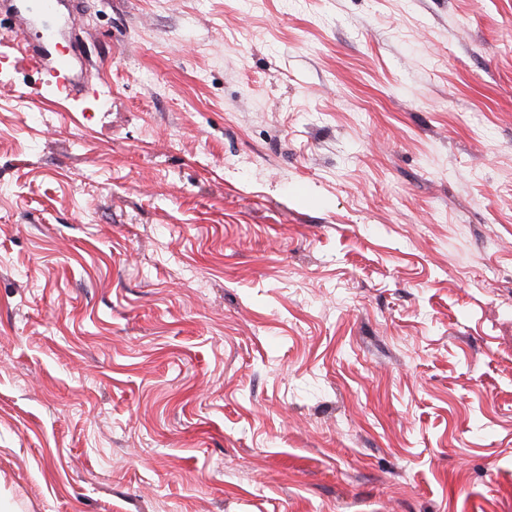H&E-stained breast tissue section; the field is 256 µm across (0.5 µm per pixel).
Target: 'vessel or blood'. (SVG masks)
Returning a JSON list of instances; mask_svg holds the SVG:
<instances>
[{"mask_svg": "<svg viewBox=\"0 0 512 512\" xmlns=\"http://www.w3.org/2000/svg\"><path fill=\"white\" fill-rule=\"evenodd\" d=\"M16 10L22 22L14 36L23 45L24 56L49 63L60 72L69 69L70 58L55 52L54 47L61 28H68L73 34L82 29V14L73 10L66 19H59V0H19Z\"/></svg>", "mask_w": 512, "mask_h": 512, "instance_id": "obj_1", "label": "vessel or blood"}]
</instances>
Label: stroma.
I'll return each instance as SVG.
<instances>
[{
	"label": "stroma",
	"instance_id": "1",
	"mask_svg": "<svg viewBox=\"0 0 512 512\" xmlns=\"http://www.w3.org/2000/svg\"><path fill=\"white\" fill-rule=\"evenodd\" d=\"M0 0V512H512V0ZM58 0H23L15 4L23 23L14 31L15 38L24 49V56L51 64L52 68L61 72L69 69L71 59L63 53L54 52L56 40L60 34L58 24Z\"/></svg>",
	"mask_w": 512,
	"mask_h": 512
}]
</instances>
